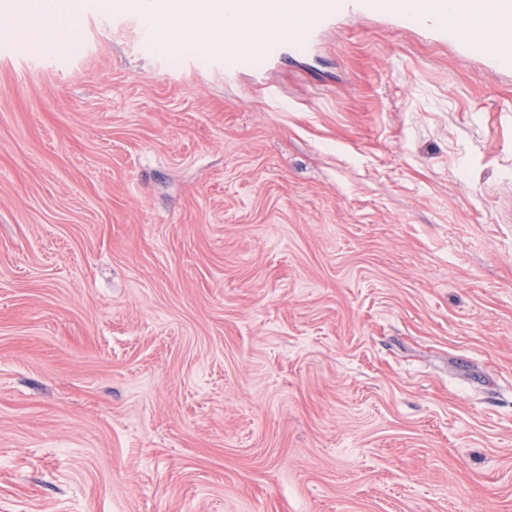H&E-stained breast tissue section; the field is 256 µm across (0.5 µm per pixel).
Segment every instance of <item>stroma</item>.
I'll list each match as a JSON object with an SVG mask.
<instances>
[{"label": "stroma", "instance_id": "stroma-1", "mask_svg": "<svg viewBox=\"0 0 512 512\" xmlns=\"http://www.w3.org/2000/svg\"><path fill=\"white\" fill-rule=\"evenodd\" d=\"M81 16L0 49V512H512V54Z\"/></svg>", "mask_w": 512, "mask_h": 512}]
</instances>
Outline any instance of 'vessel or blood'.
Masks as SVG:
<instances>
[{"label":"vessel or blood","instance_id":"vessel-or-blood-1","mask_svg":"<svg viewBox=\"0 0 512 512\" xmlns=\"http://www.w3.org/2000/svg\"><path fill=\"white\" fill-rule=\"evenodd\" d=\"M297 10L304 15V26L278 32L279 43L294 49L311 46L317 34L332 20L335 14L350 16L383 17L404 25L418 26L419 18L412 14L407 0H294ZM434 13L447 15L455 11L458 19L467 20L478 12V0H431ZM50 18L42 17L27 24L13 27L6 35L4 43L18 48L29 56H37L44 33L51 27Z\"/></svg>","mask_w":512,"mask_h":512}]
</instances>
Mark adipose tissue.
Listing matches in <instances>:
<instances>
[{
    "instance_id": "1",
    "label": "adipose tissue",
    "mask_w": 512,
    "mask_h": 512,
    "mask_svg": "<svg viewBox=\"0 0 512 512\" xmlns=\"http://www.w3.org/2000/svg\"><path fill=\"white\" fill-rule=\"evenodd\" d=\"M161 12L184 19L181 32L165 26L154 28L156 37L168 45L199 38L202 31L219 28L228 31L222 44L226 54H239L266 37L252 12L251 0H157Z\"/></svg>"
}]
</instances>
